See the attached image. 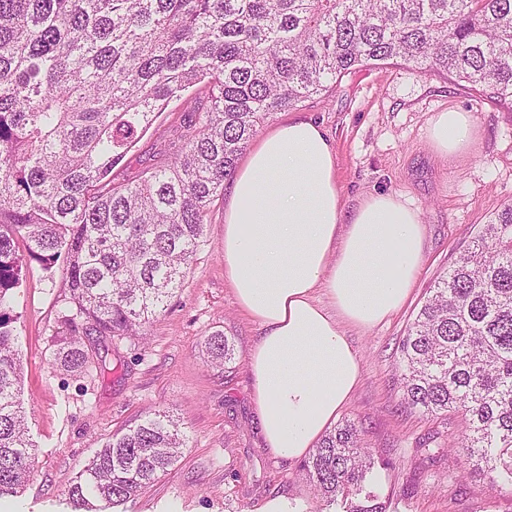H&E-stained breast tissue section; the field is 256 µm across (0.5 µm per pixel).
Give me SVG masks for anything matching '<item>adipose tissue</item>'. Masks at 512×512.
Segmentation results:
<instances>
[{
	"mask_svg": "<svg viewBox=\"0 0 512 512\" xmlns=\"http://www.w3.org/2000/svg\"><path fill=\"white\" fill-rule=\"evenodd\" d=\"M470 113H435L427 138L440 160L474 145ZM424 225L394 193L347 206L321 126L287 119L248 150L224 206V275L261 328L245 366L272 457L308 456L362 376L345 327L369 330L405 304L423 260Z\"/></svg>",
	"mask_w": 512,
	"mask_h": 512,
	"instance_id": "1",
	"label": "adipose tissue"
}]
</instances>
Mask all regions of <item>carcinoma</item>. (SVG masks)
Masks as SVG:
<instances>
[{
  "mask_svg": "<svg viewBox=\"0 0 512 512\" xmlns=\"http://www.w3.org/2000/svg\"><path fill=\"white\" fill-rule=\"evenodd\" d=\"M398 60L512 106V0H0V497L23 488L34 448L12 327L25 271L63 262L54 364L89 373L91 346L144 335L177 292L258 129ZM200 83L207 100L184 104L167 164L116 180L154 118ZM204 347L216 366L233 359L221 330ZM399 352L405 403L462 415L455 451L512 496V204L435 282ZM185 447L169 414L144 420L95 452L75 509L122 504ZM375 473L348 420L302 467L344 512H386Z\"/></svg>",
  "mask_w": 512,
  "mask_h": 512,
  "instance_id": "1",
  "label": "carcinoma"
}]
</instances>
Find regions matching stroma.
Here are the masks:
<instances>
[{"instance_id": "1", "label": "stroma", "mask_w": 512, "mask_h": 512, "mask_svg": "<svg viewBox=\"0 0 512 512\" xmlns=\"http://www.w3.org/2000/svg\"><path fill=\"white\" fill-rule=\"evenodd\" d=\"M447 108L471 113L479 137L445 163L433 155L426 131L429 118ZM291 118L325 130L347 204L371 193H399L425 226L423 263L406 304L373 329L346 330L362 378L338 418L362 428L383 462L377 493L389 499V512H512L511 497L481 476H465L464 457L450 452L464 426L461 415L433 417L407 407L397 381L398 345L435 280L512 203V110L466 83L385 65L361 68L272 120ZM179 128V113H161L118 166L122 178L137 179L164 162ZM224 203L220 197L212 204L205 243L145 339L113 341L101 354V369L90 374L54 366L62 275L30 268L13 327L35 456L28 483L0 498V512H74L68 490L95 451L160 411L179 421L188 446L119 512H264L277 499L290 512H322L323 502L299 476V462L273 458L262 446L245 367L261 329L238 308L224 279ZM218 329L235 349L221 370L210 365L203 344Z\"/></svg>"}]
</instances>
